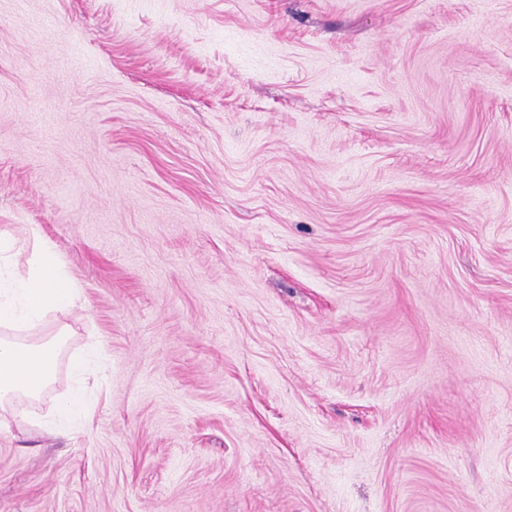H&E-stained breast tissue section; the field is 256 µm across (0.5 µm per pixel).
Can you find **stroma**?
I'll use <instances>...</instances> for the list:
<instances>
[{"mask_svg":"<svg viewBox=\"0 0 512 512\" xmlns=\"http://www.w3.org/2000/svg\"><path fill=\"white\" fill-rule=\"evenodd\" d=\"M91 341L0 512H512V0H0V232Z\"/></svg>","mask_w":512,"mask_h":512,"instance_id":"stroma-1","label":"stroma"}]
</instances>
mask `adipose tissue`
Instances as JSON below:
<instances>
[{
	"instance_id": "1",
	"label": "adipose tissue",
	"mask_w": 512,
	"mask_h": 512,
	"mask_svg": "<svg viewBox=\"0 0 512 512\" xmlns=\"http://www.w3.org/2000/svg\"><path fill=\"white\" fill-rule=\"evenodd\" d=\"M83 301L77 281L38 230L27 240L0 234V413L46 431L63 432L88 412L83 383L101 362L102 353L89 346L71 362L72 386L55 398L54 412L35 415L54 382L59 356L70 331L59 326L51 335L31 338L50 314Z\"/></svg>"
}]
</instances>
